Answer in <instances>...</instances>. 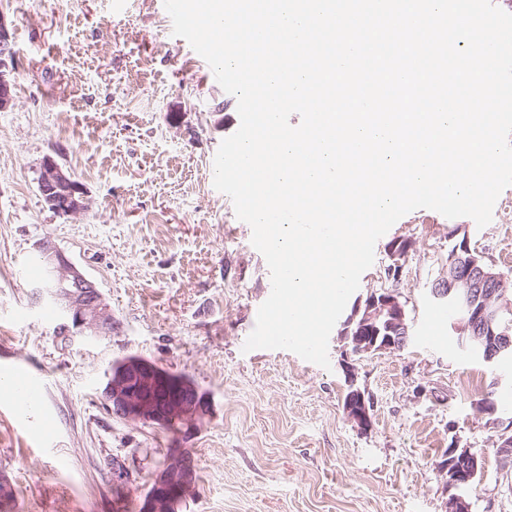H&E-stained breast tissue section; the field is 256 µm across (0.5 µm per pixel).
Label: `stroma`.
<instances>
[{"label":"stroma","instance_id":"stroma-1","mask_svg":"<svg viewBox=\"0 0 512 512\" xmlns=\"http://www.w3.org/2000/svg\"><path fill=\"white\" fill-rule=\"evenodd\" d=\"M0 13L16 52L15 102L0 112V378L33 374L45 400L23 416L0 389L10 512H139L170 448L188 450L199 475L179 512H448L442 451L454 441L483 458L470 512H512V458L494 447L496 425L512 422L499 401L512 394V369L429 322L455 220L417 209L375 244L356 295L396 287L411 341L355 359L373 402L361 431L344 411L338 334L326 369L243 349L271 280L251 227L213 184L219 145L240 125L237 100L173 35L164 0H0ZM48 156L83 185V215L44 204ZM398 237L413 246L395 282L385 269ZM469 238L512 272V206H495ZM44 242L96 284L110 333L59 334L35 303L30 261ZM131 354L190 377L208 414L174 430L113 416L102 389ZM489 394L491 414L478 409Z\"/></svg>","mask_w":512,"mask_h":512}]
</instances>
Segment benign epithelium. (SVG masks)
<instances>
[{
  "instance_id": "7a95c632",
  "label": "benign epithelium",
  "mask_w": 512,
  "mask_h": 512,
  "mask_svg": "<svg viewBox=\"0 0 512 512\" xmlns=\"http://www.w3.org/2000/svg\"><path fill=\"white\" fill-rule=\"evenodd\" d=\"M15 55L5 16L0 11V112L14 104ZM38 187L40 195L54 213L76 216L88 209L81 183L51 157L43 160ZM457 238L448 260V277L432 289V296L448 303L457 313L452 331L460 344L483 350V360L496 363L512 354V326L506 315L512 313V296L505 276L493 266L474 256L468 233L456 227ZM411 248L407 239L395 240L388 247L391 264L387 277H401L403 261ZM39 252L49 268L51 289L34 290L41 301L51 298L63 311V319L82 336L112 331V310L95 284L65 255L49 245ZM338 336L349 353L361 356L380 351H399L407 344L409 325L405 304L393 288H380L365 300H359L341 325ZM349 391L345 410L360 429L371 426V404L364 391L355 386V368L343 363ZM106 405L119 418L164 424L170 420L184 425L200 418L207 409V399L197 386L142 358H129L116 364L107 376L103 392ZM442 470L448 487L458 490L450 499L449 512H470L465 487L472 484L479 471V456L468 448L452 443L445 453ZM197 489L193 458L181 448L169 450L163 467L152 480V491L144 498L143 512H176L179 503L192 497Z\"/></svg>"
}]
</instances>
